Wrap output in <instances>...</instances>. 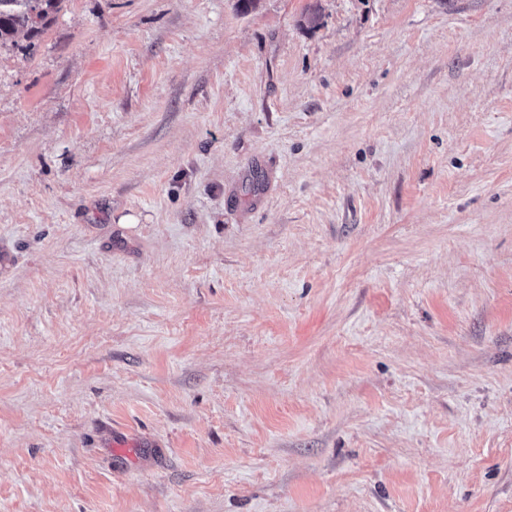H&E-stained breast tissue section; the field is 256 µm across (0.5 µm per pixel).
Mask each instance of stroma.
<instances>
[{
  "label": "stroma",
  "mask_w": 512,
  "mask_h": 512,
  "mask_svg": "<svg viewBox=\"0 0 512 512\" xmlns=\"http://www.w3.org/2000/svg\"><path fill=\"white\" fill-rule=\"evenodd\" d=\"M0 512H512V0L0 49Z\"/></svg>",
  "instance_id": "obj_1"
}]
</instances>
